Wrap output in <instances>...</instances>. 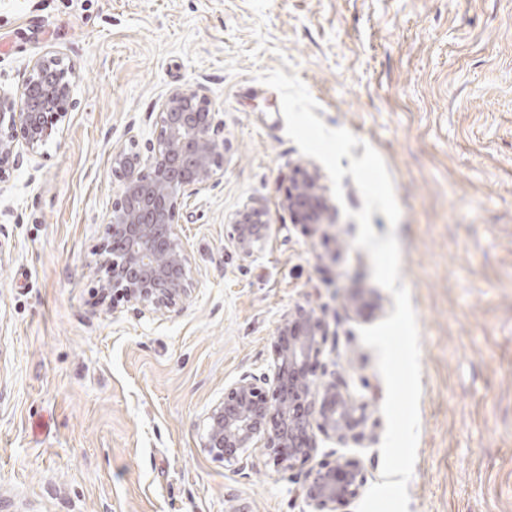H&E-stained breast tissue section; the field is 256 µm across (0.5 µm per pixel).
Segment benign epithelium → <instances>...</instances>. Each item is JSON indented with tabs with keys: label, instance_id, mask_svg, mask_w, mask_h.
Here are the masks:
<instances>
[{
	"label": "benign epithelium",
	"instance_id": "1",
	"mask_svg": "<svg viewBox=\"0 0 512 512\" xmlns=\"http://www.w3.org/2000/svg\"><path fill=\"white\" fill-rule=\"evenodd\" d=\"M69 69L55 55L30 66L20 97L0 93V182L20 164L15 128L29 149L44 144L66 121L71 86ZM155 140L146 153L134 149L112 154L122 188L108 218L111 244L102 261L106 286L125 302L154 313L173 310L191 291L190 257L177 231L185 199L218 186L224 144L216 137L219 121L206 86L197 82L171 90L159 104ZM282 205L306 226L322 223L327 202L315 169L297 166ZM270 224L265 207L247 201L235 211L228 244L242 256L263 248ZM325 340L323 321L314 309L297 304L274 332L268 371L244 373L224 386V399L207 416L205 448L236 469L249 465L245 451L268 449L281 462H313L305 498L313 512H340L357 498L366 482L362 462L338 456L316 459V433L340 443L366 436L367 405L336 380L317 377Z\"/></svg>",
	"mask_w": 512,
	"mask_h": 512
}]
</instances>
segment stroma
<instances>
[{"mask_svg":"<svg viewBox=\"0 0 512 512\" xmlns=\"http://www.w3.org/2000/svg\"><path fill=\"white\" fill-rule=\"evenodd\" d=\"M48 52L74 106L0 184V512H310L305 465L252 448L239 471L205 448L225 383L267 371L297 303L326 325L322 369L370 415L365 439L322 437L319 453L378 482L385 384L359 330L394 300L354 245L352 176L331 226L282 207L305 156L259 80L278 68L359 138L351 158L380 153L401 208L397 228L371 223L396 234L420 333L408 512H512V0H0V91L19 96ZM196 82L224 122V166L177 217L190 294L143 313L101 286L112 154L145 146L149 113ZM250 200L270 230L244 257L226 232Z\"/></svg>","mask_w":512,"mask_h":512,"instance_id":"1","label":"stroma"}]
</instances>
